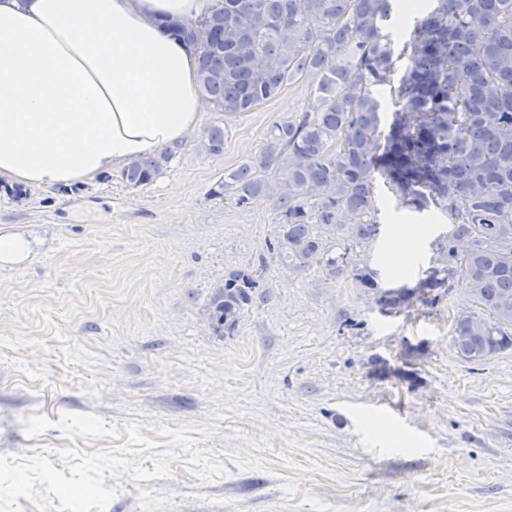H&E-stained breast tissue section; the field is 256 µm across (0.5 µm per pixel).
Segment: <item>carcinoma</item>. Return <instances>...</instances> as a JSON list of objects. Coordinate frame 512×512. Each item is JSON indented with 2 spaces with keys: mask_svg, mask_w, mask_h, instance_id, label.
<instances>
[{
  "mask_svg": "<svg viewBox=\"0 0 512 512\" xmlns=\"http://www.w3.org/2000/svg\"><path fill=\"white\" fill-rule=\"evenodd\" d=\"M436 2L402 49L409 64L392 89L398 109L387 132L377 89L394 72L383 32L392 0H216L165 28L194 48L198 90L222 112H251L296 78L309 80L312 111L273 123L258 157L213 188L239 205L273 201L278 250L294 268L318 264L328 280L348 275L379 288V272L350 257L378 234V175L402 207L448 216L452 230L419 287L384 290L378 303L402 309L461 285L474 310L455 318L451 344L474 363L512 348V0ZM204 146L223 153L224 128L210 127ZM172 156L167 147L135 160L122 179L148 184ZM320 227L336 230L340 254ZM258 287L249 271L214 286L208 311L218 333L235 328Z\"/></svg>",
  "mask_w": 512,
  "mask_h": 512,
  "instance_id": "obj_1",
  "label": "carcinoma"
}]
</instances>
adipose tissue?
Here are the masks:
<instances>
[{"label":"adipose tissue","instance_id":"adipose-tissue-1","mask_svg":"<svg viewBox=\"0 0 512 512\" xmlns=\"http://www.w3.org/2000/svg\"><path fill=\"white\" fill-rule=\"evenodd\" d=\"M210 0H0V182L87 183L198 129L193 48Z\"/></svg>","mask_w":512,"mask_h":512}]
</instances>
